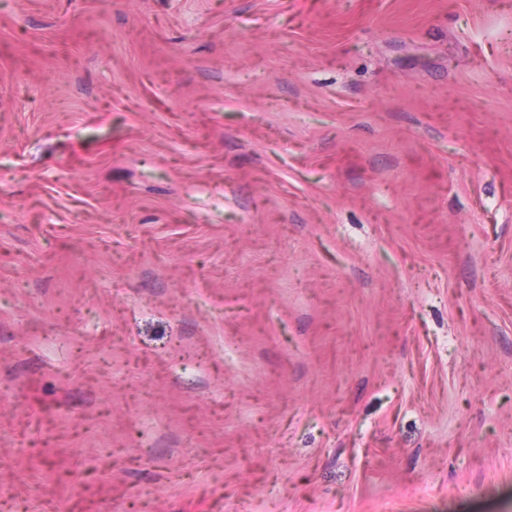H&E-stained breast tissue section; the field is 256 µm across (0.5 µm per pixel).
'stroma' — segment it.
<instances>
[{"label": "stroma", "mask_w": 512, "mask_h": 512, "mask_svg": "<svg viewBox=\"0 0 512 512\" xmlns=\"http://www.w3.org/2000/svg\"><path fill=\"white\" fill-rule=\"evenodd\" d=\"M512 512V0H0V512Z\"/></svg>", "instance_id": "stroma-1"}]
</instances>
